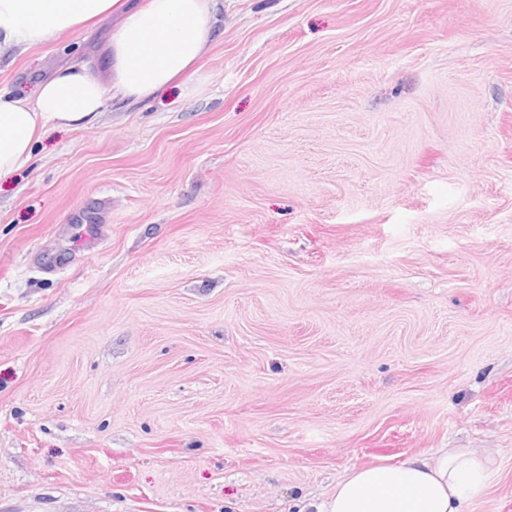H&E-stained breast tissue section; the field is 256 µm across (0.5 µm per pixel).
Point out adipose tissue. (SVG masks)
Returning <instances> with one entry per match:
<instances>
[{"label":"adipose tissue","instance_id":"adipose-tissue-1","mask_svg":"<svg viewBox=\"0 0 512 512\" xmlns=\"http://www.w3.org/2000/svg\"><path fill=\"white\" fill-rule=\"evenodd\" d=\"M218 0H0V64L102 16H118L107 76L75 64L39 84L34 96L0 89V178L27 165L39 134L96 121L107 100L151 101L189 75L208 52ZM495 460L475 448L413 454L396 464L355 468L315 512H467L495 478Z\"/></svg>","mask_w":512,"mask_h":512}]
</instances>
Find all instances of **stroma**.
Returning <instances> with one entry per match:
<instances>
[{
    "instance_id": "stroma-1",
    "label": "stroma",
    "mask_w": 512,
    "mask_h": 512,
    "mask_svg": "<svg viewBox=\"0 0 512 512\" xmlns=\"http://www.w3.org/2000/svg\"><path fill=\"white\" fill-rule=\"evenodd\" d=\"M192 85L0 179V512H296L440 448L512 512V0H224Z\"/></svg>"
}]
</instances>
